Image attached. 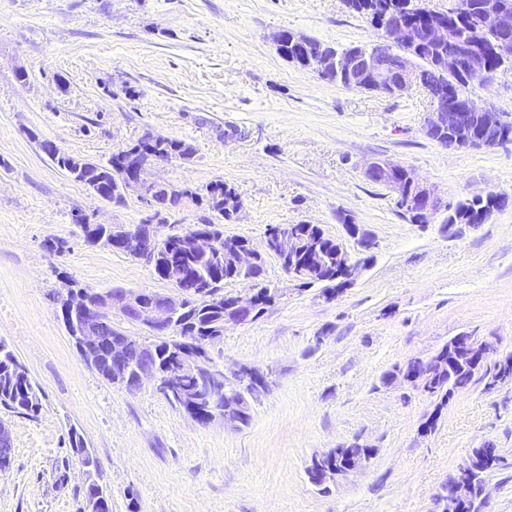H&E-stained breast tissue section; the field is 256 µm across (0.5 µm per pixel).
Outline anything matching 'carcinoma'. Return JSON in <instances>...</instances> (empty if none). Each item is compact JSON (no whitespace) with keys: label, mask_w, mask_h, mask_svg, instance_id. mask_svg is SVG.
<instances>
[{"label":"carcinoma","mask_w":512,"mask_h":512,"mask_svg":"<svg viewBox=\"0 0 512 512\" xmlns=\"http://www.w3.org/2000/svg\"><path fill=\"white\" fill-rule=\"evenodd\" d=\"M468 9L459 11L450 8L445 12L448 16V26L456 32L460 41L476 47L487 66V79L494 78L498 73L511 70L512 60L504 61L495 52V42L500 33L488 25V13L501 8L512 11V0H467ZM398 19L407 21L416 19L420 26H428L440 16V11L431 9L423 0H397ZM321 43L309 39L306 50L288 48L285 56L289 62L321 74L324 59L320 57L318 47ZM439 49L427 41H422L413 56V60L424 80L430 84H441L448 87L451 100L457 102L462 112L460 122V140L457 146L461 148H494L512 143V125L506 129V134L494 141L486 136V115L482 112H470L466 101L471 99L467 92L468 76L462 72L442 73L436 68V57ZM159 143L154 152L162 160L177 159L189 152L195 153L194 147L176 138L160 135ZM142 144V140L132 143L113 153L106 161L97 162L69 155L56 148L52 141L40 143L41 149L57 166L71 178L86 185L99 198L115 203L124 204L121 198L112 195L114 176L121 174L127 167V158L131 151ZM157 211H172L191 202L216 216V221L205 217L199 224H191L178 234L177 239L169 246L161 248L150 261L157 276L172 284L173 288L184 292L185 308L178 318V326L168 336H130L125 334L120 326H112V335L127 340L128 348L134 354H148L155 369L163 376L173 373L178 365L177 348L185 342L198 350L206 349L213 337L214 327L224 324L227 305L233 297L224 295V284L232 281L246 280L251 275L249 271L237 270L232 267L225 257L224 244L233 243L244 247L249 244L245 237L224 236L223 224L235 220L236 207L242 206V199L234 186L216 180L205 187V192L178 188L170 183H164L153 191ZM503 194L491 192L480 198H466L454 204H445L448 211L445 224H482L495 209L503 207ZM283 229H288L296 236V249L288 257V269L291 277L299 282L302 288L317 286L325 296L336 293L342 284L336 280L339 273V260L336 259V238L327 234L318 224H276L267 228L271 238ZM200 233H209L219 239V245L208 255L196 252L190 245V240ZM279 297V290L266 285L258 292L259 303L254 319H259L268 307L272 306ZM101 361L96 372L106 381L123 386L135 377V370L127 365L112 362L107 347L101 348ZM511 365L502 367L498 364L486 368L477 359L459 358L450 369L440 376H428L430 364L414 358L409 360L404 368L414 378V386L439 399L435 414L428 417L424 429H431L436 422V414L441 412L455 393L467 389L479 372H484L488 385L495 386L506 381L512 382V354L505 355ZM21 363L6 347L0 346V409L10 413L28 417L37 415L42 408L41 391L32 381L27 370L17 371ZM209 385L197 378H186L177 385L176 392L165 396L168 403L186 414L195 422H200L201 410L191 409L184 405L182 394L188 392L206 393ZM265 389L254 384L246 385L231 375L224 379L223 392L220 394V407L233 410L240 420V426L246 427L251 421V402L257 400ZM371 459L372 452L358 441H353L347 448H335L323 455L321 462L338 468L346 464L352 457ZM504 457L500 451L482 460L477 470L472 473L473 495L468 503L460 505L457 512H481L483 505L484 474L502 466ZM84 497L90 512H112L110 497L104 495L100 486L86 484Z\"/></svg>","instance_id":"carcinoma-1"}]
</instances>
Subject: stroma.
I'll return each instance as SVG.
<instances>
[{"mask_svg":"<svg viewBox=\"0 0 512 512\" xmlns=\"http://www.w3.org/2000/svg\"><path fill=\"white\" fill-rule=\"evenodd\" d=\"M282 29L338 48L380 39L343 0H0V340L42 392L36 417L0 411L14 448L0 512H87L72 429L99 461L112 512H436L449 475L489 440L505 464L485 477L482 512H512V383L476 380L441 408L382 382L461 333L512 352V207L447 232L445 212L411 223L363 173L375 158L404 165L446 203L512 195V144L441 146L423 132V90L322 81L277 53ZM467 90L512 117V71ZM148 132L195 148L190 160L152 164L148 179L238 189L242 210L225 235L259 248L269 225L318 224L359 255L343 213L374 242L332 300L268 257L279 299L256 321L226 323L208 348L217 368L270 374L241 429L195 423L152 383H108L60 317L66 277L94 292L173 290L145 261L88 244L75 215L167 236L204 212L190 203L159 214L133 192L121 206L104 201L39 143L103 161ZM50 238L62 252L45 248ZM354 440L373 448L369 464L329 489L312 484L314 458Z\"/></svg>","mask_w":512,"mask_h":512,"instance_id":"1","label":"stroma"}]
</instances>
